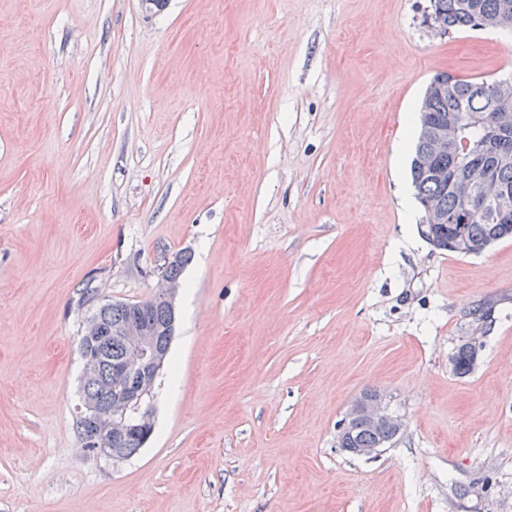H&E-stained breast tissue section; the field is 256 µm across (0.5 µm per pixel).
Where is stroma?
Returning a JSON list of instances; mask_svg holds the SVG:
<instances>
[{"label":"stroma","instance_id":"35a3bbf8","mask_svg":"<svg viewBox=\"0 0 512 512\" xmlns=\"http://www.w3.org/2000/svg\"><path fill=\"white\" fill-rule=\"evenodd\" d=\"M429 11L0 0V512H512V240L435 249L409 169L433 74L512 75V34ZM180 251L154 431L86 455L85 322ZM368 390L403 427L359 457ZM466 344L469 346L472 355H471L470 351L467 349V347L465 346V344H462L457 349V351L455 352V354L453 355V358H452L454 370L458 375H465L471 371V369L473 368V366L475 364L474 362L477 361L478 354H479V351L481 348V344L478 341L477 336L470 337L467 340ZM472 357H473L474 362L472 360Z\"/></svg>","mask_w":512,"mask_h":512}]
</instances>
